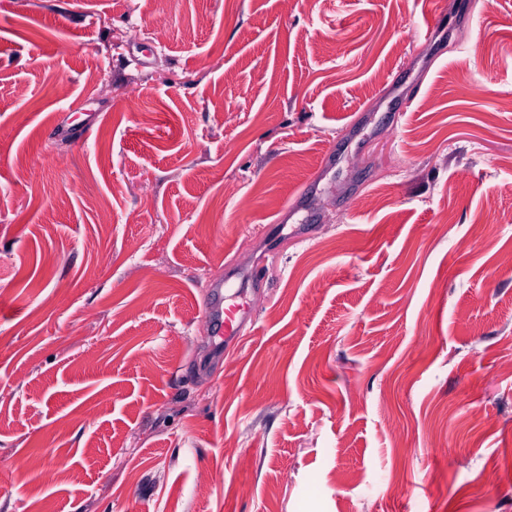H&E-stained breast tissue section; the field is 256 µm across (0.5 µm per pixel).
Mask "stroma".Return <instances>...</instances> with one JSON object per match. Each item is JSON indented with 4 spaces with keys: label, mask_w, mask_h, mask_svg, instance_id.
<instances>
[{
    "label": "stroma",
    "mask_w": 512,
    "mask_h": 512,
    "mask_svg": "<svg viewBox=\"0 0 512 512\" xmlns=\"http://www.w3.org/2000/svg\"><path fill=\"white\" fill-rule=\"evenodd\" d=\"M508 254L512 0H0V512H512ZM206 309L217 313L218 333L223 334L224 331V345L237 341L243 329L248 325L252 328L256 320L255 312L249 303L229 302L226 295H224V307L220 303H207Z\"/></svg>",
    "instance_id": "obj_1"
}]
</instances>
